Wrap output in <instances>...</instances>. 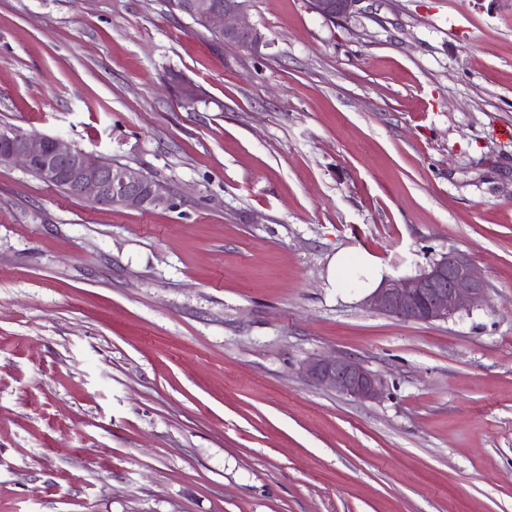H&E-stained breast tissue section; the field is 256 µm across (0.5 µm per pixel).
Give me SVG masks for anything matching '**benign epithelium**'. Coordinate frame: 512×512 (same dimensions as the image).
<instances>
[{"mask_svg": "<svg viewBox=\"0 0 512 512\" xmlns=\"http://www.w3.org/2000/svg\"><path fill=\"white\" fill-rule=\"evenodd\" d=\"M361 0H309L310 9L328 19L348 18ZM250 0H182L183 15L203 20L224 44L249 49L257 56L270 43L249 21ZM0 159L16 162L42 182H65L72 197L100 206L120 205L135 210L174 206L170 188L149 181L129 165H120L52 136L20 131L0 136ZM487 284L470 257L450 251L414 275L387 277L366 298L371 310L397 319L432 323L455 317L467 305L482 301ZM313 383L358 401L376 399L381 380L358 361L341 356H315L302 367Z\"/></svg>", "mask_w": 512, "mask_h": 512, "instance_id": "7a95c632", "label": "benign epithelium"}]
</instances>
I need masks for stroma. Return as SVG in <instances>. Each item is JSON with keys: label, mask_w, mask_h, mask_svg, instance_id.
Instances as JSON below:
<instances>
[{"label": "stroma", "mask_w": 512, "mask_h": 512, "mask_svg": "<svg viewBox=\"0 0 512 512\" xmlns=\"http://www.w3.org/2000/svg\"><path fill=\"white\" fill-rule=\"evenodd\" d=\"M249 15L261 58L164 0H0V129L175 199L0 161V512H512V0ZM343 249L391 277L464 252L487 298L374 312ZM335 354L381 395L302 375ZM0 159L20 164L48 185L66 182L71 197L89 199L100 206L120 205L141 211L174 206L164 182L149 181L139 169L112 163L59 137L20 131L1 135Z\"/></svg>", "instance_id": "obj_1"}]
</instances>
